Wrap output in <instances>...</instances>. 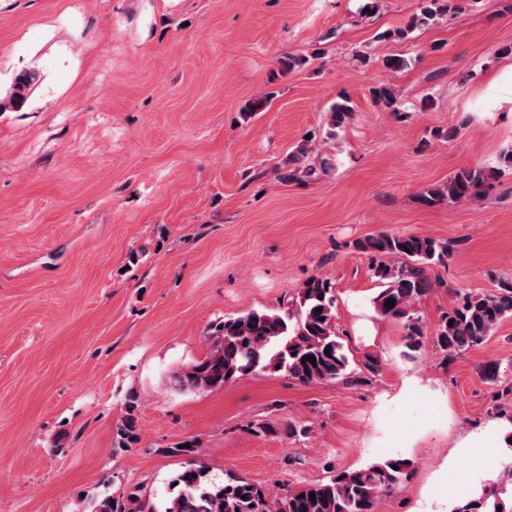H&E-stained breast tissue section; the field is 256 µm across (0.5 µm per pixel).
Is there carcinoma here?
<instances>
[{"mask_svg":"<svg viewBox=\"0 0 512 512\" xmlns=\"http://www.w3.org/2000/svg\"><path fill=\"white\" fill-rule=\"evenodd\" d=\"M453 0H422L408 29L427 26L454 14ZM38 80L32 70L17 73L0 110L20 111ZM378 101L394 112L400 103L385 84L373 90ZM349 99L331 105L326 113L327 135L337 136L351 115ZM307 140H302L288 161L280 179L294 182L315 177L333 168L331 158H309ZM512 172V148L499 155L494 165L463 168L448 180L421 193L426 206L465 203L476 199L505 172ZM357 248L371 258L372 276L379 283L373 298L383 317L400 319L408 330L404 355L420 346L423 331L414 305L442 283L431 278L428 268L451 255L448 241L426 235L379 232L358 242ZM394 300V305L386 302ZM335 299L328 282L311 278L294 306L279 310H250L228 316L208 335V355L176 376L179 388L212 391L224 384L261 370L281 372L302 384L336 381L350 375V351L334 322ZM512 318V280H504L492 293H466L446 312L434 336L445 356L459 355L492 335L506 319ZM313 356L315 362H302ZM142 398L128 392L125 414L115 428L114 447L132 448L139 440L138 413ZM413 466L407 458H389L367 467L344 471L325 483L307 485L280 496L259 484L234 474L217 484L207 477L205 467L190 461L174 485L175 496L160 510L134 490L129 494L98 500L94 512H376L380 498L403 483ZM451 512H512V462L502 468L499 479L476 495L457 503Z\"/></svg>","mask_w":512,"mask_h":512,"instance_id":"carcinoma-1","label":"carcinoma"}]
</instances>
